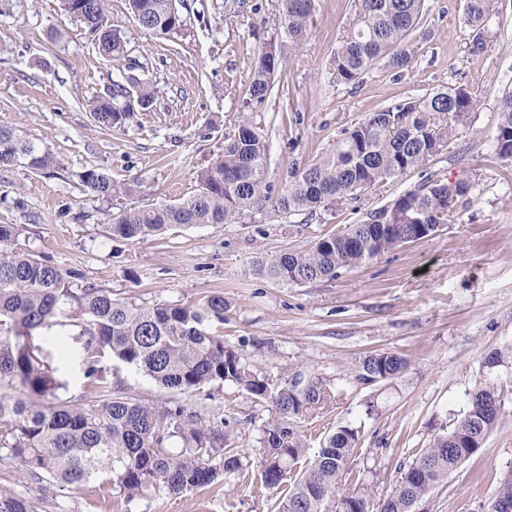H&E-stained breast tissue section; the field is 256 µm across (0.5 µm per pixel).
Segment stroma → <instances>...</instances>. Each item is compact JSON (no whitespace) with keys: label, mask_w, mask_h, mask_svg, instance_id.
Wrapping results in <instances>:
<instances>
[{"label":"stroma","mask_w":512,"mask_h":512,"mask_svg":"<svg viewBox=\"0 0 512 512\" xmlns=\"http://www.w3.org/2000/svg\"><path fill=\"white\" fill-rule=\"evenodd\" d=\"M467 0H427L415 56L404 71L378 62L352 84L337 81L329 57L354 15L353 0H314L306 35L288 51L270 96L246 103L258 55L284 38L281 0H246L238 13L224 0H176L181 34L142 31L128 0H106L127 42L105 61L62 0H0V125L25 130L55 156L35 173L0 165V224L23 228L22 248L46 257L74 285H93L141 307L189 304L224 295L223 321L211 322L242 361L270 379L322 381L323 407L297 429L311 448L341 425L360 433L357 466L374 459L378 492L434 437L464 415L475 388L497 387L503 415L481 450L423 503L426 512H486L512 474V163L493 152L498 103L512 91V0H496L485 24L486 50L470 55L474 32L463 22ZM136 74L155 90L152 108L125 130L100 128L85 107L113 81ZM467 85L480 105L447 148L422 167L390 179L357 203L308 215L274 210L235 224L180 227L161 238L115 241L113 212L197 192L198 171L221 155L224 138L249 121L268 144L266 179L281 192L291 164L316 160L365 116L446 87ZM137 180L135 194L88 195L80 173ZM434 176L470 179L475 190L454 222L433 236L340 271L336 278L283 287L249 272L253 260L307 246L325 232L365 220ZM75 327H54L46 341L67 396L96 399L85 376ZM505 352L498 366L493 351ZM393 352L409 368L375 383L360 378L366 355ZM105 384L159 407L178 405L223 421L246 475L220 487L170 498L95 504L92 486L57 493L46 512H273L274 499L248 478L261 462L268 403L231 383L210 396L159 387L111 355L98 362Z\"/></svg>","instance_id":"1"}]
</instances>
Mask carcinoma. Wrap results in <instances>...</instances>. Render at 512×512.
Returning <instances> with one entry per match:
<instances>
[{"label":"carcinoma","mask_w":512,"mask_h":512,"mask_svg":"<svg viewBox=\"0 0 512 512\" xmlns=\"http://www.w3.org/2000/svg\"><path fill=\"white\" fill-rule=\"evenodd\" d=\"M81 22L106 60L127 52L121 29L108 19L106 0H62ZM139 27L156 37L180 33L184 20L174 0H128ZM493 0H468L465 23L477 31L473 55L486 49L482 37ZM313 0H282L287 42L269 45L258 58L248 100L263 102L282 68L284 48L304 39ZM425 0H355L352 26L330 57L338 81L349 84L384 59L394 70L414 59L410 36L419 29ZM127 82L137 96L114 83L88 105L102 128L122 130L135 113L151 108L154 91L134 75ZM465 85L367 114L346 128L332 151L288 169L285 189L271 196L265 180L266 141L247 122L224 140L223 154L197 174L199 189L175 203L130 207L112 214L107 232L135 242L173 226L226 224L271 206L283 214L342 208L443 152L456 127L478 106ZM496 157L512 161V93L498 104ZM20 163L42 172L54 164L50 150L15 128L0 126V164ZM86 191L101 198L131 196L135 183H117L97 169L81 173ZM468 179L427 178L390 206L357 224L326 233L304 249H286L252 264L253 275L283 287L336 277L340 270L381 253L428 238L454 221L455 205L468 196ZM21 226L0 224V461H16L23 478L52 490L75 491L95 483L103 500L135 502L211 488L224 474L243 471L241 455L224 447V421L206 423L182 406L158 408L112 391L86 402L63 394L44 347L55 326L78 328L85 351L86 377L98 381V355L105 352L172 392L203 393L229 382L271 404L261 429V484L276 493V512H413L414 503L443 484L482 448L502 415L497 389L482 386L469 394L467 411L453 429L435 437L384 494L358 478L352 488L359 431L342 425L314 454L297 430V420L330 399L319 381L279 383L243 363L208 331L224 321V294L212 292L191 305L143 308L93 285L74 286L44 257L19 247ZM408 360L377 352L361 363L367 382L397 378ZM347 506L333 507L336 501ZM47 498L32 499L0 490V512H43Z\"/></svg>","instance_id":"obj_1"}]
</instances>
